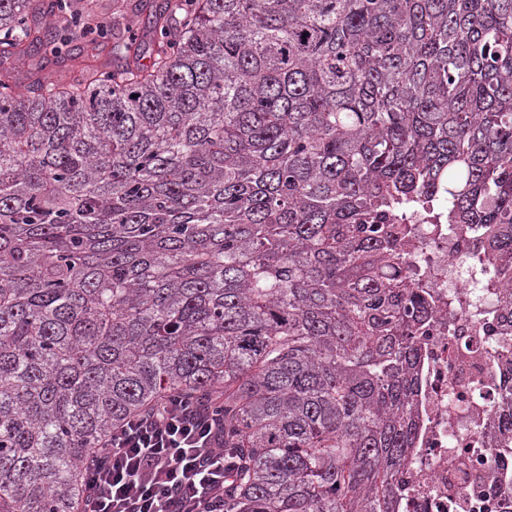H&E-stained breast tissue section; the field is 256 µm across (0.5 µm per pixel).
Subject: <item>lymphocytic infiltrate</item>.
Here are the masks:
<instances>
[{"instance_id":"1","label":"lymphocytic infiltrate","mask_w":512,"mask_h":512,"mask_svg":"<svg viewBox=\"0 0 512 512\" xmlns=\"http://www.w3.org/2000/svg\"><path fill=\"white\" fill-rule=\"evenodd\" d=\"M237 466L208 411L172 397L112 428L85 465L76 512H224Z\"/></svg>"}]
</instances>
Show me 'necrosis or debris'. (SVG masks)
Segmentation results:
<instances>
[{
	"mask_svg": "<svg viewBox=\"0 0 512 512\" xmlns=\"http://www.w3.org/2000/svg\"><path fill=\"white\" fill-rule=\"evenodd\" d=\"M476 230L423 223L410 252L428 271L436 312L417 337L416 448L399 479V512H512V448L498 412L512 343L495 319L496 291L471 276Z\"/></svg>",
	"mask_w": 512,
	"mask_h": 512,
	"instance_id": "4bbe7bcc",
	"label": "necrosis or debris"
}]
</instances>
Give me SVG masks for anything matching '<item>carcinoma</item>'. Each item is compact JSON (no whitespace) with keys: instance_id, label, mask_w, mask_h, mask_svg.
<instances>
[{"instance_id":"1","label":"carcinoma","mask_w":512,"mask_h":512,"mask_svg":"<svg viewBox=\"0 0 512 512\" xmlns=\"http://www.w3.org/2000/svg\"><path fill=\"white\" fill-rule=\"evenodd\" d=\"M96 6L0 0V512H75L168 394L224 421V512H398L433 305L395 216L446 186L512 327V0Z\"/></svg>"}]
</instances>
